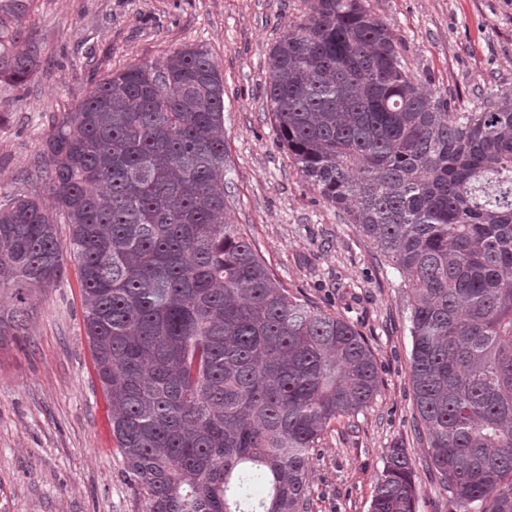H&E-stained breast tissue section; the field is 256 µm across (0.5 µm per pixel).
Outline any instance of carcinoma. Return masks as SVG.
Listing matches in <instances>:
<instances>
[{
  "label": "carcinoma",
  "mask_w": 512,
  "mask_h": 512,
  "mask_svg": "<svg viewBox=\"0 0 512 512\" xmlns=\"http://www.w3.org/2000/svg\"><path fill=\"white\" fill-rule=\"evenodd\" d=\"M35 0H0V82L41 66ZM268 100L302 176L372 240L410 302L414 404L455 512H512V97L419 90L364 0H306ZM224 83L202 46L131 64L52 126L0 203V343L28 293L78 264L83 321L125 478L147 512H308L312 452L380 388L364 336L276 282L227 215ZM68 224L67 242L57 224ZM386 451L370 512H416Z\"/></svg>",
  "instance_id": "obj_1"
}]
</instances>
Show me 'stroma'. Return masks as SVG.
I'll return each mask as SVG.
<instances>
[{
  "label": "stroma",
  "instance_id": "obj_1",
  "mask_svg": "<svg viewBox=\"0 0 512 512\" xmlns=\"http://www.w3.org/2000/svg\"><path fill=\"white\" fill-rule=\"evenodd\" d=\"M422 89L453 112L512 96V0H365ZM42 47L22 86L0 83V200L49 201L27 174L63 112L108 72L188 45L213 54L224 81L229 216L290 293L353 324L381 379L357 415L332 422L309 473L311 512H369L387 448L415 465L417 512H453L417 425L409 311L390 263L301 176L267 101L274 44L304 19L303 0H37ZM34 289L23 336L0 344V512H146L124 477L85 334L77 264Z\"/></svg>",
  "mask_w": 512,
  "mask_h": 512
}]
</instances>
